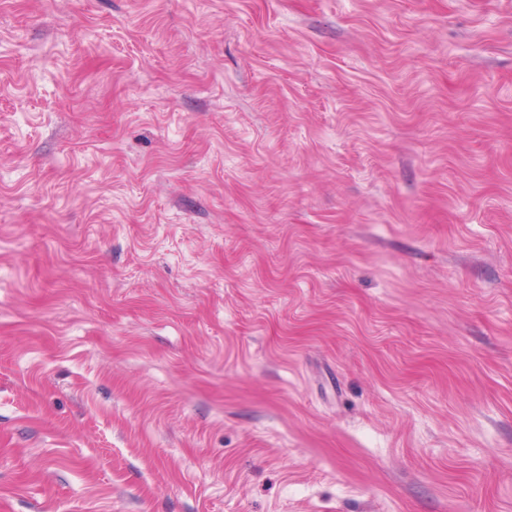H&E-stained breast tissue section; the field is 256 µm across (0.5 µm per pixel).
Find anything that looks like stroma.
<instances>
[{"label": "stroma", "instance_id": "stroma-1", "mask_svg": "<svg viewBox=\"0 0 512 512\" xmlns=\"http://www.w3.org/2000/svg\"><path fill=\"white\" fill-rule=\"evenodd\" d=\"M0 512H512V0H0Z\"/></svg>", "mask_w": 512, "mask_h": 512}]
</instances>
